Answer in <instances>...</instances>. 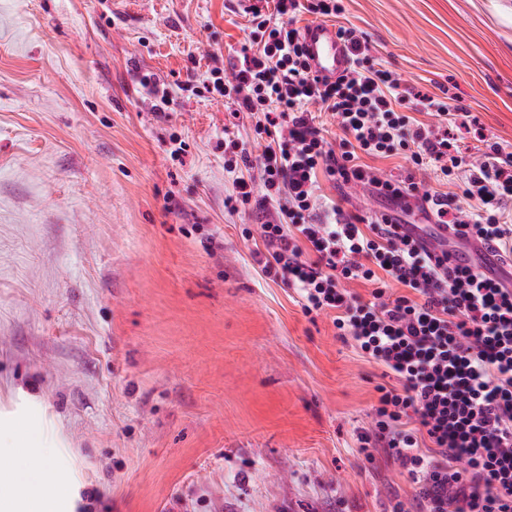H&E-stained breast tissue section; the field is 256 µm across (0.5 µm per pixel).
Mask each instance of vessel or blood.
<instances>
[{"mask_svg":"<svg viewBox=\"0 0 512 512\" xmlns=\"http://www.w3.org/2000/svg\"><path fill=\"white\" fill-rule=\"evenodd\" d=\"M306 61L313 74L335 81L351 66L346 43L335 26L322 20L308 22L301 30Z\"/></svg>","mask_w":512,"mask_h":512,"instance_id":"b4317fda","label":"vessel or blood"}]
</instances>
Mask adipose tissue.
Wrapping results in <instances>:
<instances>
[{"instance_id": "obj_1", "label": "adipose tissue", "mask_w": 512, "mask_h": 512, "mask_svg": "<svg viewBox=\"0 0 512 512\" xmlns=\"http://www.w3.org/2000/svg\"><path fill=\"white\" fill-rule=\"evenodd\" d=\"M57 476L46 464L17 471L12 465H0V485L14 486L12 497H0V512H60V501L42 496L39 486L56 481Z\"/></svg>"}]
</instances>
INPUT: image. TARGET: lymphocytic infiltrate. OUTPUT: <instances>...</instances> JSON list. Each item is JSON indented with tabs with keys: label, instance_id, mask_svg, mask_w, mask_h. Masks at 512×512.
Returning a JSON list of instances; mask_svg holds the SVG:
<instances>
[{
	"label": "lymphocytic infiltrate",
	"instance_id": "1",
	"mask_svg": "<svg viewBox=\"0 0 512 512\" xmlns=\"http://www.w3.org/2000/svg\"><path fill=\"white\" fill-rule=\"evenodd\" d=\"M342 0H259L249 10V39L239 68L212 65L206 90L232 99L266 142L261 157L224 146L241 203H250L245 172L260 168L271 219L258 225L266 271L297 288L305 315L330 316L340 340L381 366L392 386H378L376 421L361 448H384L421 487L424 512H512V285L476 267L449 266V242H473L512 262V154L491 146L468 167L448 138L463 108L428 94L407 96L401 82L348 27L339 33L352 65L336 81L311 75L300 44L302 15L339 17ZM332 112L343 136L331 147L309 110ZM440 117L431 126L418 114ZM404 156L433 168L463 194L418 192L413 180L378 177L362 157ZM362 184L387 200L371 222L323 202L319 178ZM421 208L440 230L431 241L404 214ZM373 284L372 300L351 281ZM402 294L388 297L389 283Z\"/></svg>",
	"mask_w": 512,
	"mask_h": 512
}]
</instances>
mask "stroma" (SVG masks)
Wrapping results in <instances>:
<instances>
[{"label":"stroma","instance_id":"stroma-1","mask_svg":"<svg viewBox=\"0 0 512 512\" xmlns=\"http://www.w3.org/2000/svg\"><path fill=\"white\" fill-rule=\"evenodd\" d=\"M403 88L450 98L469 161L512 153V0H343ZM237 0H0V431L29 428L61 512H419L361 450L381 368L263 270L202 87L238 66ZM384 178L458 183L372 163ZM364 217L369 188L322 183Z\"/></svg>","mask_w":512,"mask_h":512}]
</instances>
